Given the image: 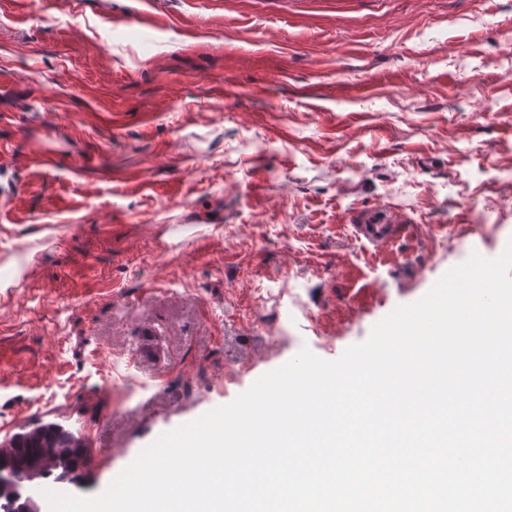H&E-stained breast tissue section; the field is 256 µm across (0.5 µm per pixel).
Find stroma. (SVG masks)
I'll return each mask as SVG.
<instances>
[{
	"label": "stroma",
	"mask_w": 512,
	"mask_h": 512,
	"mask_svg": "<svg viewBox=\"0 0 512 512\" xmlns=\"http://www.w3.org/2000/svg\"><path fill=\"white\" fill-rule=\"evenodd\" d=\"M510 36L512 0H0V441L61 423L100 494L500 256ZM370 209L393 241L357 235ZM357 230L365 239L374 243L393 240L398 234L400 220L386 210H369L361 218Z\"/></svg>",
	"instance_id": "1"
}]
</instances>
